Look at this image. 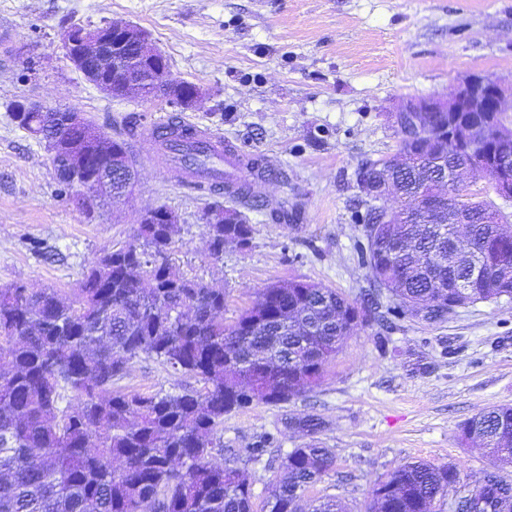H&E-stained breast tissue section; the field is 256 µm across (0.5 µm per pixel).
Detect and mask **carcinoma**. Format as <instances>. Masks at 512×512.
<instances>
[{
  "instance_id": "obj_1",
  "label": "carcinoma",
  "mask_w": 512,
  "mask_h": 512,
  "mask_svg": "<svg viewBox=\"0 0 512 512\" xmlns=\"http://www.w3.org/2000/svg\"><path fill=\"white\" fill-rule=\"evenodd\" d=\"M18 127L37 139L50 114L12 112ZM507 139L467 152L440 139L397 131L396 157H415L395 179L402 198L397 215L379 224L367 213L357 241L360 266L373 289L351 299L304 280L275 283L256 293L250 308L224 323V289L180 274L172 260L171 224H141L132 239L91 266L70 301L54 288L29 292L0 288V512H254L250 474L224 453V416L254 404L278 406L320 382L350 335L358 308L366 322L389 332L430 310L429 323L457 309L512 298V224L500 222L491 202L449 194L442 169L448 159L468 174L493 176ZM385 159H365L356 181L383 174ZM57 192L81 191L54 167ZM476 217L464 237L469 262L439 256L457 207ZM210 256L227 244L246 245L249 224H209ZM203 383V389L142 395L112 392L128 362L141 356ZM475 439L499 464H512V406L476 414ZM273 433L248 450L258 462L271 453ZM334 466L322 442L281 458L283 477L265 512H303V496ZM460 482L453 465L404 464L372 490L374 512H429L433 501ZM454 512H512V481L496 470L457 498Z\"/></svg>"
}]
</instances>
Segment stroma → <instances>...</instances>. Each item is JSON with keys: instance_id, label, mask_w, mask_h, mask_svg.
<instances>
[{"instance_id": "obj_1", "label": "stroma", "mask_w": 512, "mask_h": 512, "mask_svg": "<svg viewBox=\"0 0 512 512\" xmlns=\"http://www.w3.org/2000/svg\"><path fill=\"white\" fill-rule=\"evenodd\" d=\"M111 21L145 29L173 77L204 87L187 120L275 165L258 206L181 186L138 144L130 198L89 212L57 195L47 151L11 117L14 100L80 110L122 138L173 113L161 97H109L72 67L62 32ZM468 76L512 85V0H0V288L73 295L87 269L129 240L143 212L163 206L178 218L177 266L223 289L225 321L259 289L292 279L361 297L371 281L355 254L357 165L395 155L391 116L402 104L447 97ZM216 206L241 211L253 227L248 246H226L217 260L203 222ZM378 333L371 323L355 327L320 383L297 399L226 416L224 445L246 459L256 436L272 432L284 455L312 438L292 420L314 415L325 423L315 438L335 464L307 501L330 495L344 512H370L371 492L388 472L423 460L461 472L447 501L433 506L448 512L450 499L496 468L459 426L512 405V300L461 308L437 324L401 322L384 351ZM196 386L142 356L112 388Z\"/></svg>"}]
</instances>
